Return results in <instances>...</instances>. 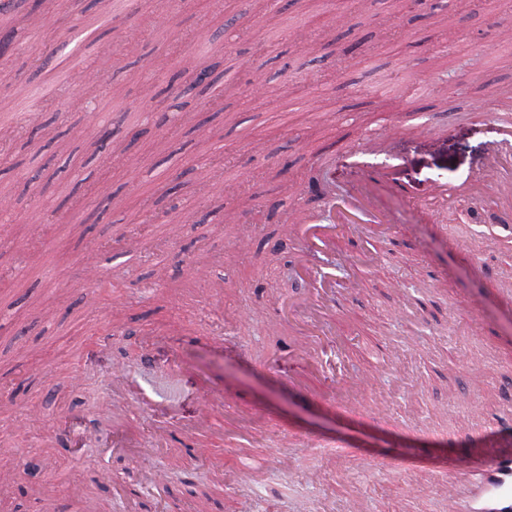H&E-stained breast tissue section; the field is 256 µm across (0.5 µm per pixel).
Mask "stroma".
Instances as JSON below:
<instances>
[{"label": "stroma", "instance_id": "stroma-1", "mask_svg": "<svg viewBox=\"0 0 512 512\" xmlns=\"http://www.w3.org/2000/svg\"><path fill=\"white\" fill-rule=\"evenodd\" d=\"M52 3L19 30L11 59L75 42L76 95L93 63L118 60L123 107L97 103L98 116L143 121L109 162L48 97L33 122L58 121L62 147L0 155V196L14 204L0 274L18 269L0 288L8 512H131L127 485L150 512H448L449 464L475 472L481 449H512V433L489 427L512 408V222L499 218L502 195L470 188L503 136L487 113H512V0H420L411 13L390 0H143L131 23L101 21L91 0ZM483 44L493 51L477 71ZM187 53L226 78L223 109L201 130V96L168 90ZM360 139L408 194L374 196L393 236L363 224L312 257L347 300L326 313L317 355L292 357L297 320L278 311L304 291L292 220L302 206L330 221L324 199L352 188ZM222 150L232 172L207 165ZM175 171L177 212L163 198ZM437 176L448 193L434 198ZM147 196L152 222L131 225ZM92 249L104 277L82 288ZM192 263L210 271L215 307L183 306ZM117 365L132 396L152 400L151 420L124 410ZM346 374L372 394L331 398ZM207 389L223 400L202 424Z\"/></svg>", "mask_w": 512, "mask_h": 512}]
</instances>
